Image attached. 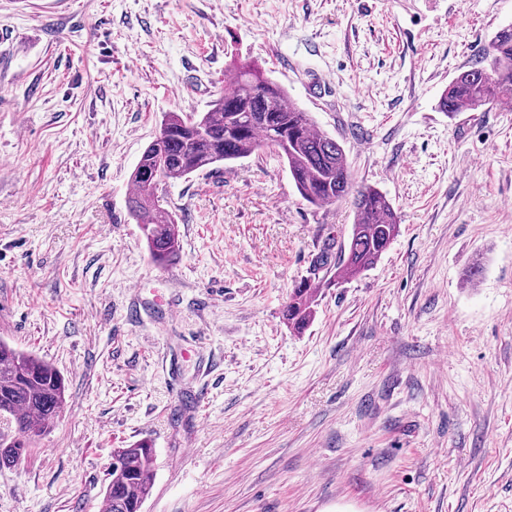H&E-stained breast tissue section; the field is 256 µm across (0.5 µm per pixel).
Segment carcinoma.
Here are the masks:
<instances>
[{
  "instance_id": "1",
  "label": "carcinoma",
  "mask_w": 512,
  "mask_h": 512,
  "mask_svg": "<svg viewBox=\"0 0 512 512\" xmlns=\"http://www.w3.org/2000/svg\"><path fill=\"white\" fill-rule=\"evenodd\" d=\"M229 69L224 92L208 111L165 115L159 135L131 174L129 209L153 261L165 264L179 249L177 224L163 206L167 184L266 146L287 162L303 200L317 207L350 203L354 221L347 252L336 263V281L372 267L399 232L390 200L372 185L353 183L343 146L320 131L280 84L250 64ZM501 100H512L511 26L498 30L476 64L448 83L438 107L452 117ZM311 296V284L301 282L284 307L288 325L298 332L312 318ZM65 392V378L57 369L0 339V468L17 465L27 448L45 436L63 410ZM153 461L147 440L115 449L102 512H142L154 485Z\"/></svg>"
}]
</instances>
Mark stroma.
<instances>
[{"mask_svg":"<svg viewBox=\"0 0 512 512\" xmlns=\"http://www.w3.org/2000/svg\"><path fill=\"white\" fill-rule=\"evenodd\" d=\"M511 23L512 0H0V338L67 381L0 512H101L141 439L142 512H512V109L438 108ZM234 59L391 201L356 277L349 204L304 201L272 148L169 186L179 253L152 260L130 175ZM311 296V284L307 281L300 282L293 288L284 307L288 325L298 332L304 330L312 318ZM154 450L147 440L112 452L103 512H141L154 485Z\"/></svg>","mask_w":512,"mask_h":512,"instance_id":"stroma-1","label":"stroma"}]
</instances>
